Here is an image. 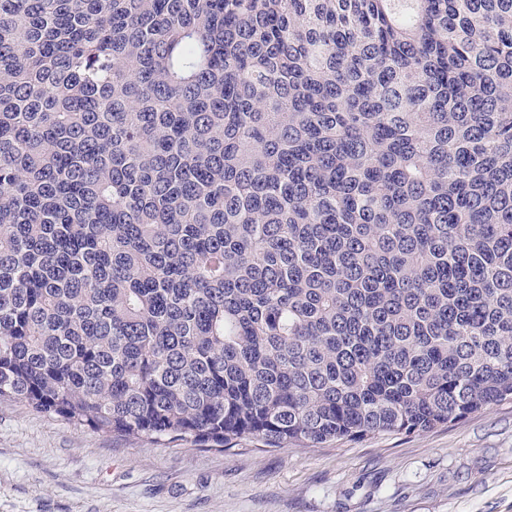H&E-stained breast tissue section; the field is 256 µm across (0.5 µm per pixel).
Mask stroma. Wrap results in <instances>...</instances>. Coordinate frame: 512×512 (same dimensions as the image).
<instances>
[{
  "instance_id": "35a3bbf8",
  "label": "stroma",
  "mask_w": 512,
  "mask_h": 512,
  "mask_svg": "<svg viewBox=\"0 0 512 512\" xmlns=\"http://www.w3.org/2000/svg\"><path fill=\"white\" fill-rule=\"evenodd\" d=\"M0 512H512V401L426 432L225 451L0 400Z\"/></svg>"
}]
</instances>
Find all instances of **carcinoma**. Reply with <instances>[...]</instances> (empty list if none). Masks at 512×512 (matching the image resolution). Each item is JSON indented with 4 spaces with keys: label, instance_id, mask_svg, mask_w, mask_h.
I'll return each instance as SVG.
<instances>
[{
    "label": "carcinoma",
    "instance_id": "cac0c4a2",
    "mask_svg": "<svg viewBox=\"0 0 512 512\" xmlns=\"http://www.w3.org/2000/svg\"><path fill=\"white\" fill-rule=\"evenodd\" d=\"M0 399L305 448L512 400V0H0Z\"/></svg>",
    "mask_w": 512,
    "mask_h": 512
}]
</instances>
